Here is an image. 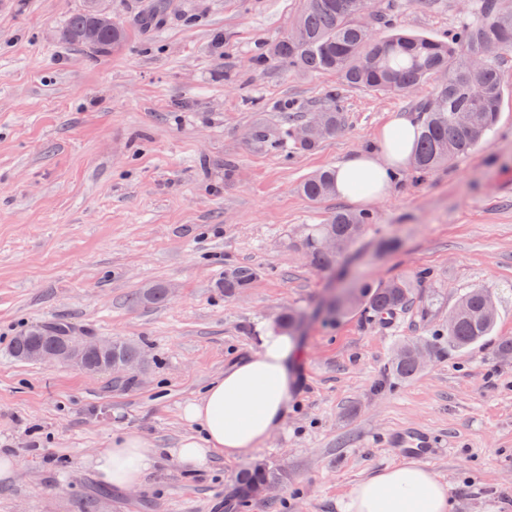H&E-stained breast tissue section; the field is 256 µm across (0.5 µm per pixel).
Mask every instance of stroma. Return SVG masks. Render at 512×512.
<instances>
[{
    "mask_svg": "<svg viewBox=\"0 0 512 512\" xmlns=\"http://www.w3.org/2000/svg\"><path fill=\"white\" fill-rule=\"evenodd\" d=\"M112 0L131 30L95 57L59 31L84 0H0V450L19 461L0 482V512H227L241 471L279 470L280 512H341L355 484L406 456L393 439L422 431L426 464L454 512H512V94L472 153L424 177L399 172L388 198L314 203L298 191L400 117L409 94L344 85L335 73L256 65L284 35L299 0ZM389 19L438 41L473 20L476 0H383ZM338 90L345 126L308 152L277 147L281 114L297 122ZM372 224L321 269L297 247L333 211ZM229 266L251 288L225 298ZM432 276L417 282L419 270ZM413 281L418 301L389 328L368 310L327 320L332 291L353 277ZM159 284L165 302L136 306ZM482 286L496 303L489 340L388 379L395 345L448 319L458 294ZM437 298L429 315L420 302ZM290 309L303 353L284 426L267 445L189 472L166 458L135 489L99 485L86 460L113 434L173 448L183 405L238 358L260 327ZM69 322L142 348L135 385L121 375L21 363L9 345L27 325ZM258 498L238 512H269Z\"/></svg>",
    "mask_w": 512,
    "mask_h": 512,
    "instance_id": "stroma-1",
    "label": "stroma"
}]
</instances>
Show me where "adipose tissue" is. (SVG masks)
<instances>
[{"label": "adipose tissue", "instance_id": "obj_1", "mask_svg": "<svg viewBox=\"0 0 512 512\" xmlns=\"http://www.w3.org/2000/svg\"><path fill=\"white\" fill-rule=\"evenodd\" d=\"M417 126L401 118L378 135L379 150L336 165V193L356 202L390 195L394 173L409 166ZM248 356L211 380L184 404L181 416L190 433L178 447L156 448L134 432L113 436L110 447L90 459L98 480L131 489L169 456L182 469L200 468L214 455L228 460L260 447L288 414L292 368L299 354L294 337L270 327L261 330ZM446 486L425 465L412 462L384 468L358 482L346 512H450Z\"/></svg>", "mask_w": 512, "mask_h": 512}]
</instances>
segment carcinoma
I'll use <instances>...</instances> for the list:
<instances>
[{"mask_svg":"<svg viewBox=\"0 0 512 512\" xmlns=\"http://www.w3.org/2000/svg\"><path fill=\"white\" fill-rule=\"evenodd\" d=\"M347 0H300L288 33L267 45L260 62L277 60L292 69L307 72H335L348 86L362 87L382 93L410 92L437 74L443 75L437 87L436 102L429 99L415 103L420 113L412 152V169L426 174L454 158L469 154L496 125L505 87L512 83L500 69V58L512 56V13H499L496 0H479L477 18L463 25L448 42L392 29L379 39L362 27L355 14L346 9ZM97 0L89 7L73 13L62 30L64 40L92 51L98 56L118 50L125 38L124 26L117 22L112 29L94 38L85 32L101 13ZM324 132L309 140L297 137L292 115L284 113L285 140L292 149L311 150L322 140L336 135L344 127L339 93L330 95V104L322 109ZM299 192L310 201L335 194L331 171L321 170L304 178ZM371 223V215L337 211L326 222L318 224L301 243L311 262L319 268H330L336 254L320 249L319 241L329 235L351 243ZM256 273L246 267L226 268L218 287L224 296L232 297L250 287ZM480 287L465 290L458 298L461 311L448 314V324L416 341H403L394 348L391 376L397 380L414 377L422 368L416 350L427 348L431 357L443 358L452 352H463L492 334L497 314H487ZM166 297L161 286L142 288L131 301L136 305L153 304ZM413 291L403 278L382 284L354 280L341 289L327 306V313L337 317L348 309L362 306L383 326L397 319L412 305ZM303 315L295 311L278 316L276 325L285 333L297 330ZM82 336V330L68 322L34 323L14 337L9 354L19 362H31L29 350L35 346H51ZM115 354L101 358L85 353L86 364L96 373L124 371L123 363L139 365L141 347L132 341L114 342ZM281 474L264 466H256L240 475V502L261 495L264 486L280 481Z\"/></svg>","mask_w":512,"mask_h":512,"instance_id":"carcinoma-1","label":"carcinoma"}]
</instances>
